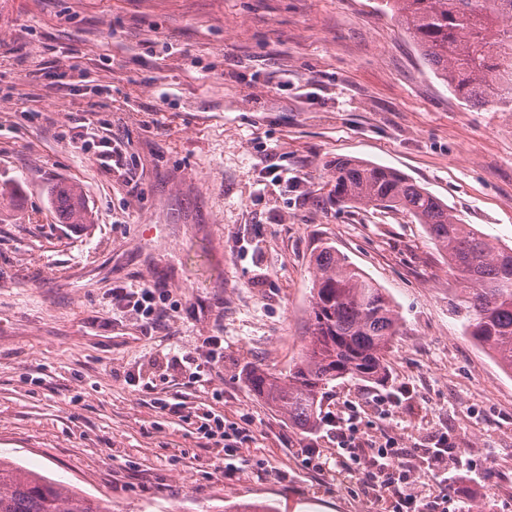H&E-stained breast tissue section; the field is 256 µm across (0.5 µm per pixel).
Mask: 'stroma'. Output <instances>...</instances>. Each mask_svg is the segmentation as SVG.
I'll return each instance as SVG.
<instances>
[{
	"mask_svg": "<svg viewBox=\"0 0 512 512\" xmlns=\"http://www.w3.org/2000/svg\"><path fill=\"white\" fill-rule=\"evenodd\" d=\"M120 163H100L105 140ZM395 169L512 246V112L462 102L386 0H0V455L109 512H390L363 478L373 445L412 449L423 512H512V375L465 333L447 259L403 212L339 205L330 169ZM79 183L93 224L48 198ZM330 244L401 315L387 380L331 383L303 432L255 396L287 373ZM151 286L148 326L112 291ZM223 337L208 383L177 357ZM251 418L238 469L160 408ZM358 417L357 457L327 423ZM447 433L442 484L427 450Z\"/></svg>",
	"mask_w": 512,
	"mask_h": 512,
	"instance_id": "1",
	"label": "stroma"
}]
</instances>
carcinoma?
Wrapping results in <instances>:
<instances>
[{"instance_id":"carcinoma-1","label":"carcinoma","mask_w":512,"mask_h":512,"mask_svg":"<svg viewBox=\"0 0 512 512\" xmlns=\"http://www.w3.org/2000/svg\"><path fill=\"white\" fill-rule=\"evenodd\" d=\"M389 2L427 64L466 103L512 112V0ZM331 178L336 201L406 212L424 225L459 284L466 334L512 372V247L462 223L442 200L390 168L339 158ZM49 202L62 223L92 225L79 186H54ZM313 263L305 352L285 376L255 368L248 377L256 396L304 432L316 427L330 383L347 377L385 380L389 347L401 327L392 301L336 248L322 247ZM0 512L105 509L78 487L0 456Z\"/></svg>"}]
</instances>
